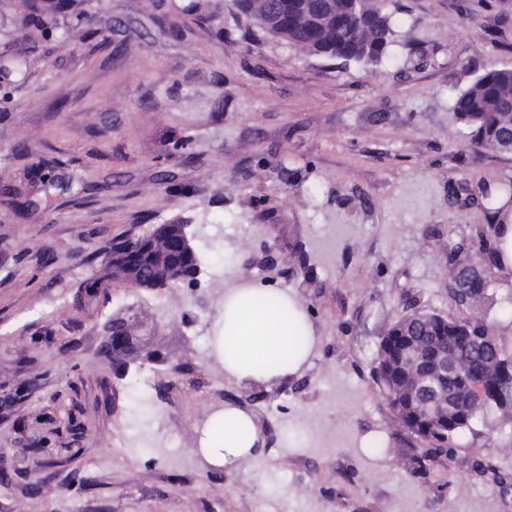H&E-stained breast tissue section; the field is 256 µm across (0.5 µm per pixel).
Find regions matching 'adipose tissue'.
<instances>
[{"label":"adipose tissue","instance_id":"adipose-tissue-1","mask_svg":"<svg viewBox=\"0 0 512 512\" xmlns=\"http://www.w3.org/2000/svg\"><path fill=\"white\" fill-rule=\"evenodd\" d=\"M212 346L225 378L274 387L309 365L311 351L293 338L314 336L315 326L296 294L234 280L226 283ZM262 429L252 413L227 405L209 416L196 450L207 464L239 469L258 455Z\"/></svg>","mask_w":512,"mask_h":512}]
</instances>
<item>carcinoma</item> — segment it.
I'll return each instance as SVG.
<instances>
[{"instance_id":"obj_1","label":"carcinoma","mask_w":512,"mask_h":512,"mask_svg":"<svg viewBox=\"0 0 512 512\" xmlns=\"http://www.w3.org/2000/svg\"><path fill=\"white\" fill-rule=\"evenodd\" d=\"M238 10L257 23L263 11L277 10L278 24L268 34L309 53L363 65L380 62L394 41L395 29L384 0H359L355 8L344 0H235ZM452 111L470 130L472 143L512 151L503 131L512 125V69L490 68L477 75L453 100ZM485 231H477L465 245L448 251V289L462 292L464 318L441 315L412 299L381 337L372 374L387 405H396V426L422 449L417 463L429 470L451 459L488 429L487 419L498 413L512 418V343L496 335L489 315L502 306L487 268L493 252L483 258L480 276L471 275L472 257L482 247ZM418 354L419 384L411 382L408 353ZM448 354V370L437 359ZM485 386L480 399L469 395V383ZM444 398L449 418L433 422L425 406Z\"/></svg>"}]
</instances>
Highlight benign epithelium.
<instances>
[{
	"label": "benign epithelium",
	"mask_w": 512,
	"mask_h": 512,
	"mask_svg": "<svg viewBox=\"0 0 512 512\" xmlns=\"http://www.w3.org/2000/svg\"><path fill=\"white\" fill-rule=\"evenodd\" d=\"M162 238L173 244L175 249L184 252H192L193 235L189 231V225L182 221L174 220L172 223L164 226ZM132 247L125 249H114L110 252H102V263L112 265V271L121 278H127L139 288L151 289L157 281V271L163 269L167 274V281L170 283H188L190 285L199 284L201 269H196L193 274L184 276L178 266L173 263V256L159 251L150 255L149 259L135 265L130 262ZM134 320V317L115 318L112 320V332L106 336L107 342L112 345V349L128 352L133 345V338L128 334V321Z\"/></svg>",
	"instance_id": "7a95c632"
}]
</instances>
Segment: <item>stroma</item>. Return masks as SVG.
<instances>
[{
	"mask_svg": "<svg viewBox=\"0 0 512 512\" xmlns=\"http://www.w3.org/2000/svg\"><path fill=\"white\" fill-rule=\"evenodd\" d=\"M386 7L398 37L365 66L233 0H0V512H400L405 486L417 512L512 503V423L421 474L371 375L407 297L465 315L448 249L493 222L479 189L512 184V153L475 148L453 96L512 68V0ZM176 218L198 285L90 292L101 251ZM230 276L298 294L307 371L225 379L210 328ZM129 312L120 364L104 340ZM221 399L258 420L257 465L171 468L161 443L193 452Z\"/></svg>",
	"mask_w": 512,
	"mask_h": 512,
	"instance_id": "1",
	"label": "stroma"
}]
</instances>
